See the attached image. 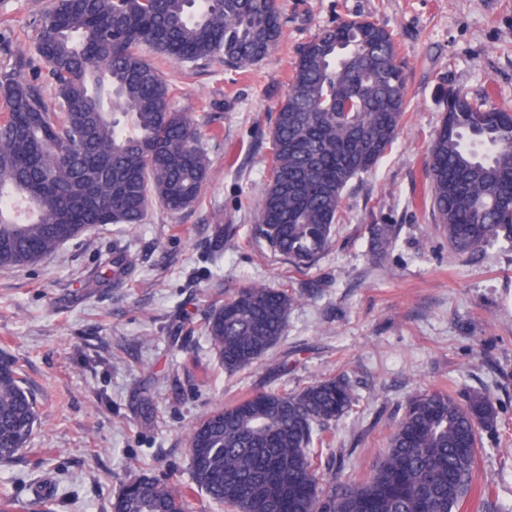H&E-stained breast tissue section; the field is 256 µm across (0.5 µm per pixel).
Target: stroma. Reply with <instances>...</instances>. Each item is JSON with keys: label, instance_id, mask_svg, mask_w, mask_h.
<instances>
[{"label": "stroma", "instance_id": "35a3bbf8", "mask_svg": "<svg viewBox=\"0 0 512 512\" xmlns=\"http://www.w3.org/2000/svg\"><path fill=\"white\" fill-rule=\"evenodd\" d=\"M50 5L0 0V65L32 47L30 21ZM280 6L282 40L243 71L158 63L211 163L195 205L151 204L136 228L101 225L38 264L0 271V351L19 363L40 416L29 447L0 463L10 512H110L143 466L191 492L196 512H224L192 481L186 430L255 390L342 374L357 402L326 433L337 483L370 477L411 396L484 390L497 421L479 431L475 492L458 512H512V243L455 255L424 203L449 92L512 108V0ZM350 18L394 33L410 95L391 149L345 189L329 250L299 271L256 231L274 114L305 46ZM115 253L131 262L122 284L92 287ZM251 282L297 300L278 345L229 374L205 320L226 291Z\"/></svg>", "mask_w": 512, "mask_h": 512}]
</instances>
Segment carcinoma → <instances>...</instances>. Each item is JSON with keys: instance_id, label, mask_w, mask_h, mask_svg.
Listing matches in <instances>:
<instances>
[{"instance_id": "obj_1", "label": "carcinoma", "mask_w": 512, "mask_h": 512, "mask_svg": "<svg viewBox=\"0 0 512 512\" xmlns=\"http://www.w3.org/2000/svg\"><path fill=\"white\" fill-rule=\"evenodd\" d=\"M36 28L33 50L0 68L1 270L38 263L102 224L134 229L154 201L181 211L199 200L210 160L143 51L244 68L283 35L277 0H53ZM408 95L394 35L370 19H346L307 45L275 115L257 224L293 267L329 250L345 188L397 139ZM511 148L512 110L448 96L429 148V200L459 255L512 242ZM106 266L99 288L121 280L128 259ZM293 301L251 283L209 312L225 372L280 342ZM355 403L342 375L216 407L186 433L195 486L227 512H454L471 495L479 428L497 419L489 393L412 396L371 477L338 488L322 432ZM39 424L16 361L0 352V460L26 449ZM112 512H193V503L144 467L122 483Z\"/></svg>"}]
</instances>
